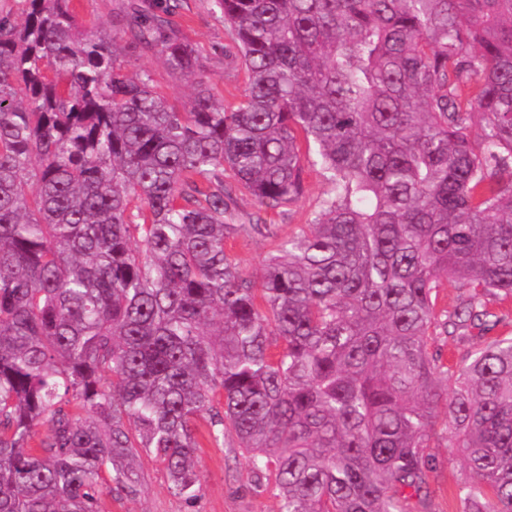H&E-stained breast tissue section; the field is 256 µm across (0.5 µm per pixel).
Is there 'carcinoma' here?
I'll return each instance as SVG.
<instances>
[{
    "instance_id": "cac0c4a2",
    "label": "carcinoma",
    "mask_w": 512,
    "mask_h": 512,
    "mask_svg": "<svg viewBox=\"0 0 512 512\" xmlns=\"http://www.w3.org/2000/svg\"><path fill=\"white\" fill-rule=\"evenodd\" d=\"M23 2L0 16V512H98L103 468L135 495L143 453L191 502L202 415L278 512H417L439 424L462 512H512V335L489 336L512 301V0H217L234 105L131 7L117 26L195 77L186 112L71 0ZM307 163L331 186L308 223H238L224 174L280 208ZM253 233L276 239L258 283L228 247Z\"/></svg>"
}]
</instances>
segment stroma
Returning a JSON list of instances; mask_svg holds the SVG:
<instances>
[{"label":"stroma","mask_w":512,"mask_h":512,"mask_svg":"<svg viewBox=\"0 0 512 512\" xmlns=\"http://www.w3.org/2000/svg\"><path fill=\"white\" fill-rule=\"evenodd\" d=\"M130 0H72L71 8L86 26L100 33H111L116 20L124 15ZM145 12L166 13L172 28L195 47L201 68L211 78L214 99L233 104L246 87L245 72L238 57L233 35L224 24L216 0H177L167 10V0H137ZM117 63L130 76L150 72L156 90L177 106H190V80L169 73L162 55L154 49L131 46L118 56ZM306 192L301 200L286 209H270L250 196H237L239 221L243 224L262 219L278 237L285 238L310 219L317 201L329 189L316 168H307ZM432 455L438 469L430 480L427 512H461L455 487L464 475L459 464L448 461L449 450L444 430H437ZM202 490L194 504L173 495L163 466L142 456L138 470L142 477L140 492L126 496L111 492L110 471H103L104 492L99 512H276L278 498L273 484L256 482L246 460L232 438L222 446L203 443L197 451Z\"/></svg>","instance_id":"obj_1"}]
</instances>
